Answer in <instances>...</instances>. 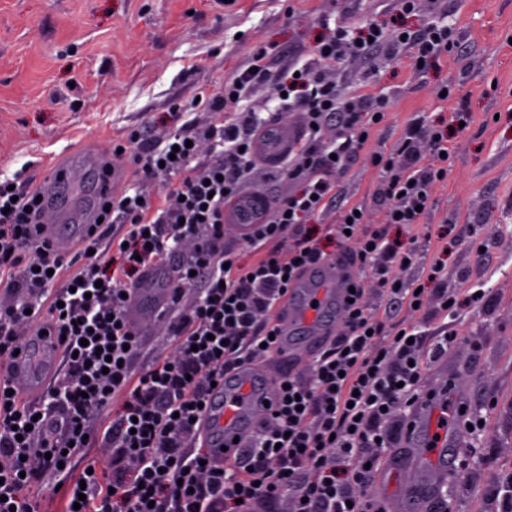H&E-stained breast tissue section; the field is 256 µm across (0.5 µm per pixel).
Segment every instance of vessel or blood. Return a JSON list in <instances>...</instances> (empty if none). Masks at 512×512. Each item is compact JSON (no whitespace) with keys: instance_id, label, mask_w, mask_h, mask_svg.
Instances as JSON below:
<instances>
[{"instance_id":"1","label":"vessel or blood","mask_w":512,"mask_h":512,"mask_svg":"<svg viewBox=\"0 0 512 512\" xmlns=\"http://www.w3.org/2000/svg\"><path fill=\"white\" fill-rule=\"evenodd\" d=\"M302 133L299 124L285 120L262 130L253 142L259 164L269 170L280 168ZM120 175V167L98 150L72 153L50 166L38 185L47 216L46 237L61 251L70 252L74 241L88 235L103 207L111 202ZM259 206L253 198L238 197L227 205L224 217L243 236L256 220ZM349 278L345 265L326 261L296 281L278 320L275 354L279 359L294 355L292 338L297 334H304L314 350L325 343L344 302ZM59 354L57 337H28L12 361L15 388L26 397L40 394ZM272 399L265 374L250 364L216 386L208 396L202 421L209 456L219 461L226 453L235 452L238 439L254 432L262 416L270 414ZM404 446L408 460L421 464L425 479L433 488H440L456 463L458 442L453 419L443 416L434 394H426L409 419Z\"/></svg>"}]
</instances>
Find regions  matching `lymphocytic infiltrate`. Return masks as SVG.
Instances as JSON below:
<instances>
[{"label":"lymphocytic infiltrate","mask_w":512,"mask_h":512,"mask_svg":"<svg viewBox=\"0 0 512 512\" xmlns=\"http://www.w3.org/2000/svg\"><path fill=\"white\" fill-rule=\"evenodd\" d=\"M349 33L320 39L300 67L275 72L266 50L251 52L245 69L202 103L212 112L202 128L183 123L162 140L142 145L131 132L134 172L168 184V204L132 195L113 197L101 224L76 252L57 251L43 237L34 188L17 192L0 183V371L10 369L26 337H60L62 358L38 403L0 381V512H38L31 493L63 487L64 512H262L281 495L293 512H385L373 497L372 466L393 435L385 424L399 406L421 397L422 335L402 322L386 329L366 300L364 279L350 285L341 334L312 362L309 380L282 379L270 425L245 439L224 463L206 460L197 423L213 381L273 353L270 335L292 282L320 264L323 252L307 225L334 213L327 233L345 246L351 265L368 271L380 295L397 307L455 310L457 298L438 283L431 266L425 286L401 282L417 253L367 228L353 208H337L336 175L364 150L384 122V97L347 98L327 80L344 64ZM354 61L369 65L378 51L431 63L452 51L449 26L433 23L420 34L388 37L367 24ZM268 85L284 112L300 111L305 132L280 170L300 190L271 201L239 254L224 246V203L241 195L257 163L250 146L258 131L249 101ZM427 138L431 154L416 149ZM443 129L413 119L389 152L373 155L385 220L419 223L431 206V187L448 174ZM171 262L175 284L164 310L171 355L136 367L140 350L131 329V297L145 274ZM191 288L198 302L180 306ZM112 416L103 429L89 422ZM111 448L108 465L73 480L66 464L85 448Z\"/></svg>","instance_id":"obj_1"}]
</instances>
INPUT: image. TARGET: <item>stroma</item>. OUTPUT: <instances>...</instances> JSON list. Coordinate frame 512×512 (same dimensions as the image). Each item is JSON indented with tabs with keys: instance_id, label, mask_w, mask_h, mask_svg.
Returning a JSON list of instances; mask_svg holds the SVG:
<instances>
[{
	"instance_id": "1",
	"label": "stroma",
	"mask_w": 512,
	"mask_h": 512,
	"mask_svg": "<svg viewBox=\"0 0 512 512\" xmlns=\"http://www.w3.org/2000/svg\"><path fill=\"white\" fill-rule=\"evenodd\" d=\"M435 14L453 27L455 47L427 70L404 51L379 57L369 78L357 66L336 72L346 90L388 100L370 149L390 150L418 115L448 130V175L432 188L430 212L409 229L385 223L367 151L337 174L336 204L361 206L369 227L417 252L406 282L443 265L442 285L459 306L419 325L426 336L451 331L456 340L447 356L425 359L421 388L445 386L449 404L486 426L479 436L457 427L453 507L495 512L485 477H512V0H418L410 15L395 0H0V180L38 182L72 144L108 152L133 130L154 139L180 106L186 120L206 121L191 101L222 88L252 49H266L280 70L309 53L325 24L419 31ZM447 87L465 97L466 130L455 127V100L438 97ZM478 290L486 301L470 307ZM132 321L143 330L139 365L168 352L147 302L134 304ZM399 453L387 449L377 462L373 491L386 504L419 481L410 469L391 472Z\"/></svg>"
}]
</instances>
